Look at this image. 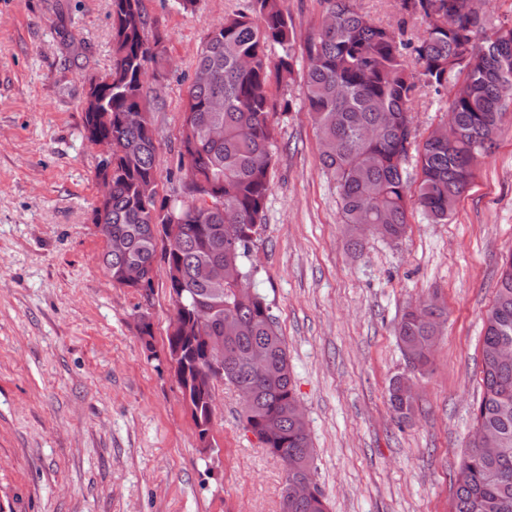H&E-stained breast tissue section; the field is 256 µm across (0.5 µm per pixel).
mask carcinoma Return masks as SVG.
Segmentation results:
<instances>
[{"label": "carcinoma", "instance_id": "obj_1", "mask_svg": "<svg viewBox=\"0 0 512 512\" xmlns=\"http://www.w3.org/2000/svg\"><path fill=\"white\" fill-rule=\"evenodd\" d=\"M284 0H250L249 11L224 18L207 34L187 88L179 131V169L187 181L183 193L207 196L211 203L183 200L157 191L158 133L146 82L167 72L163 35L148 20L143 0H111L112 67L99 75L109 92L94 110H84L83 138L110 141L112 197L104 210H93L102 237H123L125 254L102 252L101 262L115 284L123 285L125 267L137 262L152 286L158 236L174 235L177 245L163 252L167 267L181 280L169 288L177 296L181 322L168 348L182 352V395L189 397L196 428L209 421L211 388L199 376L205 351L194 336H222L231 356L224 359L223 381L246 392L243 427L278 457L286 481L314 471L308 425L302 422L288 348L263 295L240 289L224 277L211 279L218 263L233 267L247 283L256 269L246 264L262 225L270 191L275 126L272 118L290 103L272 87L294 81L298 66L297 32ZM401 22H375L355 0H323L332 23L320 25L305 45V106L321 145L320 159L333 179L348 246L363 247L358 224H381L378 236L396 241L407 230L409 215L420 209L434 223H447L471 184L477 158L488 155L512 102V37L494 40L483 16L469 0H397ZM419 19L424 34L406 37V19ZM470 46L471 57L449 64ZM278 48L272 58L268 49ZM463 91L448 106L457 139L418 141L407 135L408 113L422 92L448 91L462 70ZM415 159L416 190L407 169ZM420 312L406 310L397 326L401 348H411L415 367L430 364L432 331L445 315L433 300ZM512 347V255L502 264L493 303L481 337V394L473 410L474 431L454 482L453 512H512V359L498 357ZM262 356L269 376L253 372L250 359ZM397 418H411L415 397L396 383L388 389ZM490 432L498 448L486 453L476 434ZM288 512H328L319 485L314 494L294 502Z\"/></svg>", "mask_w": 512, "mask_h": 512}]
</instances>
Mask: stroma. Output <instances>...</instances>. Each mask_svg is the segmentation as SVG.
<instances>
[{
	"label": "stroma",
	"mask_w": 512,
	"mask_h": 512,
	"mask_svg": "<svg viewBox=\"0 0 512 512\" xmlns=\"http://www.w3.org/2000/svg\"><path fill=\"white\" fill-rule=\"evenodd\" d=\"M173 67L151 87L157 180L180 188L177 135L198 49L249 0H143ZM111 0H0V512H280L282 462L215 389L201 448L164 361L176 307L163 260L150 289L111 284L94 224L96 147L84 76L112 65ZM253 284L288 346L329 512H451L480 396L479 338L512 253V115L448 223L409 217L397 241L346 246L302 80L281 90ZM445 307L427 371L394 337L408 303ZM152 337L138 331L141 314ZM412 376L408 423L388 402Z\"/></svg>",
	"instance_id": "obj_1"
}]
</instances>
